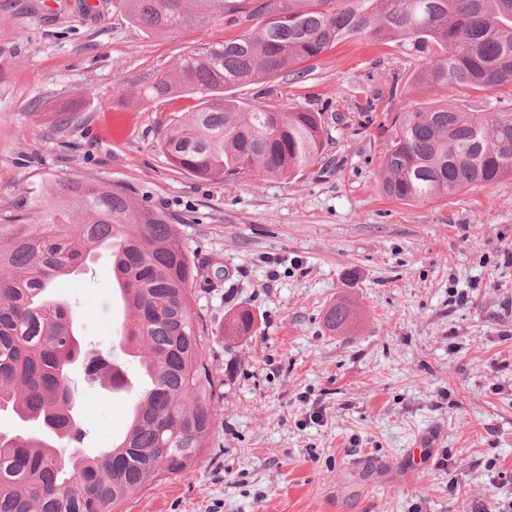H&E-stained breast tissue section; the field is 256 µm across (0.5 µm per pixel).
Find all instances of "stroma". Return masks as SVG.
I'll return each mask as SVG.
<instances>
[{
    "instance_id": "1",
    "label": "stroma",
    "mask_w": 512,
    "mask_h": 512,
    "mask_svg": "<svg viewBox=\"0 0 512 512\" xmlns=\"http://www.w3.org/2000/svg\"><path fill=\"white\" fill-rule=\"evenodd\" d=\"M239 32L219 17L156 37L120 0L92 17L84 0H0V238L20 230L4 214L43 184L89 174L143 190L202 266L189 293L222 383L215 434L122 512H471L512 497V178L421 204L379 181L410 104L496 112L512 91L451 97L415 82L410 44L344 43L310 72L238 91L247 110L322 113L331 140L313 172L201 181L158 147L189 100L140 90L190 48ZM115 110L131 115L119 143L101 135ZM57 291L84 338L114 343L124 307L110 253ZM340 300L354 320L335 332L325 314ZM242 310L252 333L226 335ZM88 393L93 454L130 396Z\"/></svg>"
}]
</instances>
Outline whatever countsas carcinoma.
Wrapping results in <instances>:
<instances>
[{
  "instance_id": "cac0c4a2",
  "label": "carcinoma",
  "mask_w": 512,
  "mask_h": 512,
  "mask_svg": "<svg viewBox=\"0 0 512 512\" xmlns=\"http://www.w3.org/2000/svg\"><path fill=\"white\" fill-rule=\"evenodd\" d=\"M131 21L158 36L220 13L253 22L238 36L181 56L142 97L194 101L165 123L158 145L180 171L205 181L285 177L316 167L321 113L274 103L241 109L236 90L302 67L351 40L400 38L427 54L417 80L459 93L512 88V0H122ZM379 177L407 203L448 199L512 177V111L411 106L394 122ZM24 224L0 239V414L32 423L0 431V512H119L130 494L188 469L215 432L219 397L192 316L188 287L198 268L173 219L123 182L77 175L42 187L4 216ZM112 255L129 320L120 344L134 349L147 386L112 447L81 451L89 431L75 379L107 376L123 386L110 348H88L80 318L54 294L57 280ZM333 304L326 320L346 325Z\"/></svg>"
}]
</instances>
